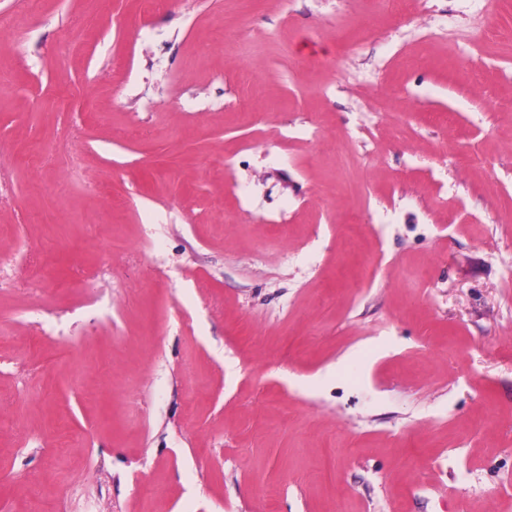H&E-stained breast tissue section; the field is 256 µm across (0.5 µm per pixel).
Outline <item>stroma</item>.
I'll return each instance as SVG.
<instances>
[{"instance_id": "35a3bbf8", "label": "stroma", "mask_w": 512, "mask_h": 512, "mask_svg": "<svg viewBox=\"0 0 512 512\" xmlns=\"http://www.w3.org/2000/svg\"><path fill=\"white\" fill-rule=\"evenodd\" d=\"M0 24V512H512V0Z\"/></svg>"}]
</instances>
